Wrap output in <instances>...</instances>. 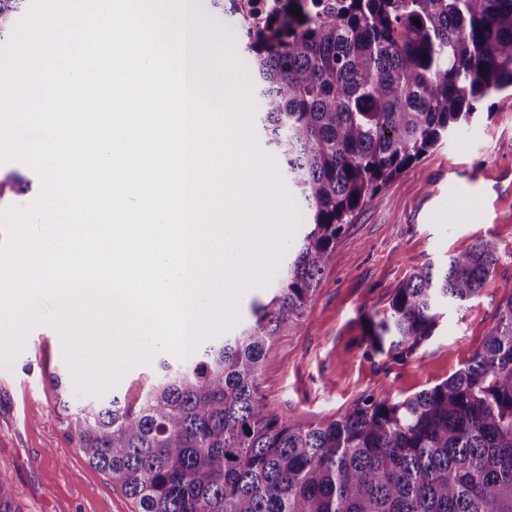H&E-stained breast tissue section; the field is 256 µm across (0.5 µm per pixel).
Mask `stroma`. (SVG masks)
Segmentation results:
<instances>
[{"instance_id":"stroma-1","label":"stroma","mask_w":512,"mask_h":512,"mask_svg":"<svg viewBox=\"0 0 512 512\" xmlns=\"http://www.w3.org/2000/svg\"><path fill=\"white\" fill-rule=\"evenodd\" d=\"M25 184L0 210L35 202L42 185L17 161L0 178ZM495 243L499 262L478 296L449 309L418 357L387 362L368 353V314L387 308L411 274L440 266L475 243ZM512 280V96L429 149L357 211L336 242L301 324L283 331L262 368V392L304 423L328 421L361 393L398 397L430 388L463 368L497 320L501 283ZM70 376L60 339L40 326L13 364L0 368V487L25 512H137L107 475L66 438L48 375Z\"/></svg>"}]
</instances>
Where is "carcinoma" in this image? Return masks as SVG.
Here are the masks:
<instances>
[{"label":"carcinoma","instance_id":"cac0c4a2","mask_svg":"<svg viewBox=\"0 0 512 512\" xmlns=\"http://www.w3.org/2000/svg\"><path fill=\"white\" fill-rule=\"evenodd\" d=\"M26 2L0 0V43ZM225 2L209 5L244 33L265 144L309 222L253 322L159 361L135 405L64 393L68 438L138 512H512V281L480 348L429 389L363 394L303 424L261 387L355 212L512 89V0H312L303 18L256 31L249 6ZM498 261L482 241L412 274L367 317L369 354L416 357Z\"/></svg>","mask_w":512,"mask_h":512}]
</instances>
